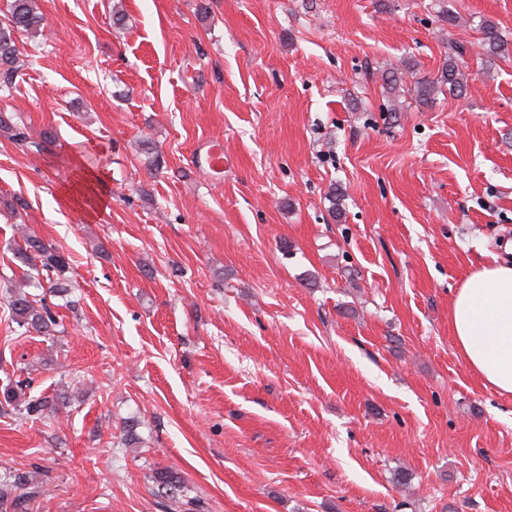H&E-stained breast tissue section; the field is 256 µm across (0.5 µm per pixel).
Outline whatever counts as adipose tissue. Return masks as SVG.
<instances>
[{"label": "adipose tissue", "mask_w": 512, "mask_h": 512, "mask_svg": "<svg viewBox=\"0 0 512 512\" xmlns=\"http://www.w3.org/2000/svg\"><path fill=\"white\" fill-rule=\"evenodd\" d=\"M505 251L478 264L455 290L448 324L467 370L483 386L512 395V242Z\"/></svg>", "instance_id": "ef3b65f1"}]
</instances>
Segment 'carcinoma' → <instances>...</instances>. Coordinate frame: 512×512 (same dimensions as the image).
<instances>
[{
	"label": "carcinoma",
	"mask_w": 512,
	"mask_h": 512,
	"mask_svg": "<svg viewBox=\"0 0 512 512\" xmlns=\"http://www.w3.org/2000/svg\"><path fill=\"white\" fill-rule=\"evenodd\" d=\"M9 10L10 24L6 27L0 26V75L7 83L12 81L22 63L15 33H43V17L39 12L37 0H11ZM481 47L483 52L489 55L509 52L508 41L490 21L483 25ZM444 85L448 86V91L452 93L463 92L462 73L458 64L452 60L443 65L437 81L419 80L409 88V92L418 103L427 104ZM0 129L20 147L33 146L41 151L51 142L48 136L41 142L30 140L26 126L12 121V116L2 112ZM16 254L17 260L27 267V270L22 282L6 286L12 321L27 332L33 330L45 336H53L58 332L60 324L54 311L55 304L49 302L48 298H57L68 290L69 283L60 279V274L69 264V257L63 249L47 244L36 236L24 238L23 244L17 247ZM31 284L42 290L40 298H32L24 291V288ZM30 385L31 381L24 379L6 386L0 392V405L11 407L22 416L47 417L56 413L59 406L67 403V396L63 394L21 399ZM153 482L159 496L170 500L182 497L184 480L179 474L173 471H157L153 475ZM19 489L28 490L31 497L43 493L41 486L33 483L30 475L26 473L0 475V512H21L24 495L16 494Z\"/></svg>",
	"instance_id": "carcinoma-1"
}]
</instances>
